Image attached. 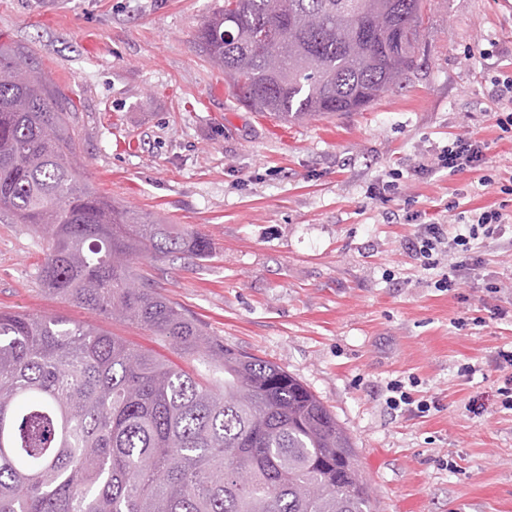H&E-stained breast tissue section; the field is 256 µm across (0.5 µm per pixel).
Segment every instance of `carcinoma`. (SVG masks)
I'll return each mask as SVG.
<instances>
[{
    "instance_id": "1",
    "label": "carcinoma",
    "mask_w": 512,
    "mask_h": 512,
    "mask_svg": "<svg viewBox=\"0 0 512 512\" xmlns=\"http://www.w3.org/2000/svg\"><path fill=\"white\" fill-rule=\"evenodd\" d=\"M424 0H224L195 49L279 121L366 110L417 66ZM77 108L24 47L0 43V223L48 235L45 290L135 323L153 351L59 315L0 312V512H375L347 430L278 366L225 347L138 273L203 261L201 231L98 194Z\"/></svg>"
}]
</instances>
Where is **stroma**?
Returning <instances> with one entry per match:
<instances>
[{"label":"stroma","mask_w":512,"mask_h":512,"mask_svg":"<svg viewBox=\"0 0 512 512\" xmlns=\"http://www.w3.org/2000/svg\"><path fill=\"white\" fill-rule=\"evenodd\" d=\"M224 0H0V41L33 51L78 107L79 162L101 195L185 224L207 260L139 263L166 299L224 346L303 383L348 430L378 512H512V411L492 357L512 345V281L484 246L483 279L441 292L405 247L419 211L501 202L475 172L415 174L452 134L479 129L512 176L490 79L512 71V0H426L424 53L407 86L369 109L278 123L252 112L192 45ZM494 48L476 64L468 48ZM397 193L372 196L389 171ZM46 242L0 223V311L90 323L208 375L147 330L43 290ZM501 282V293L486 282ZM506 308L491 318L493 306ZM476 365L471 378L461 364ZM416 377L426 416L388 409L386 385Z\"/></svg>","instance_id":"stroma-1"}]
</instances>
